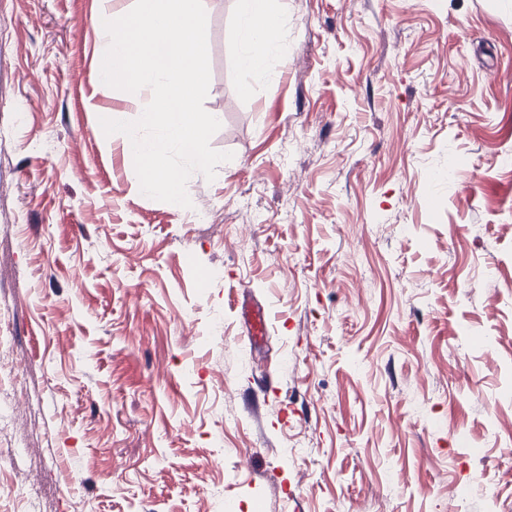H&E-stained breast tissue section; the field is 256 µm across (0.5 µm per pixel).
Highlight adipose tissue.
I'll use <instances>...</instances> for the list:
<instances>
[{"mask_svg":"<svg viewBox=\"0 0 512 512\" xmlns=\"http://www.w3.org/2000/svg\"><path fill=\"white\" fill-rule=\"evenodd\" d=\"M243 49L242 69L252 77H268L267 58L278 38L282 0H237Z\"/></svg>","mask_w":512,"mask_h":512,"instance_id":"ef3b65f1","label":"adipose tissue"}]
</instances>
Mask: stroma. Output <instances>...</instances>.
Instances as JSON below:
<instances>
[{"label":"stroma","mask_w":512,"mask_h":512,"mask_svg":"<svg viewBox=\"0 0 512 512\" xmlns=\"http://www.w3.org/2000/svg\"><path fill=\"white\" fill-rule=\"evenodd\" d=\"M283 4L175 209L99 0H0V512H512V0ZM247 320V338L249 343H259L265 336L268 335V331L271 327V320L269 314L264 308L247 309L245 312Z\"/></svg>","instance_id":"obj_1"}]
</instances>
